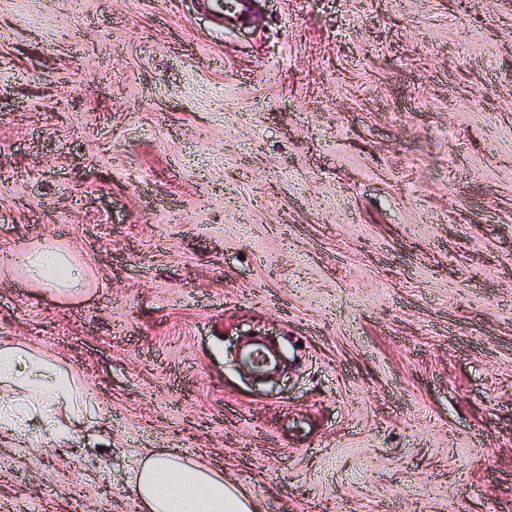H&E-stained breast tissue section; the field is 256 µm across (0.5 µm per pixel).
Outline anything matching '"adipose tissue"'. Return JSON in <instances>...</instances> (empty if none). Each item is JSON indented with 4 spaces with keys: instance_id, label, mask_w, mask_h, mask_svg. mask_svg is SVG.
<instances>
[{
    "instance_id": "adipose-tissue-1",
    "label": "adipose tissue",
    "mask_w": 512,
    "mask_h": 512,
    "mask_svg": "<svg viewBox=\"0 0 512 512\" xmlns=\"http://www.w3.org/2000/svg\"><path fill=\"white\" fill-rule=\"evenodd\" d=\"M91 402L82 379L54 358L0 346V437L32 448L65 444ZM131 491L147 512H260L256 501L221 475L167 455L139 465Z\"/></svg>"
}]
</instances>
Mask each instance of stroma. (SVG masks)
Returning <instances> with one entry per match:
<instances>
[{
    "label": "stroma",
    "mask_w": 512,
    "mask_h": 512,
    "mask_svg": "<svg viewBox=\"0 0 512 512\" xmlns=\"http://www.w3.org/2000/svg\"><path fill=\"white\" fill-rule=\"evenodd\" d=\"M252 3L0 0V343L93 394L0 442V512H140L149 451L262 512H512V0ZM23 260L27 264H31L38 269H44L45 271L51 267H61L65 270L63 278L57 279V284L68 285L71 283L73 272L66 262V260L58 254L54 249L49 247L36 249L35 251L24 255ZM241 358L245 364L260 374L273 371L278 365L276 353L259 341L248 345L242 351Z\"/></svg>",
    "instance_id": "35a3bbf8"
}]
</instances>
